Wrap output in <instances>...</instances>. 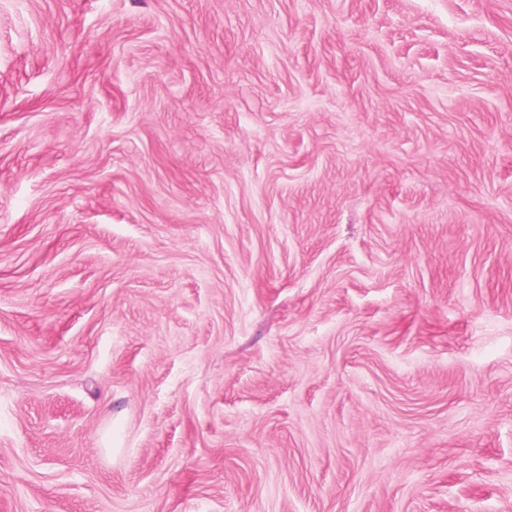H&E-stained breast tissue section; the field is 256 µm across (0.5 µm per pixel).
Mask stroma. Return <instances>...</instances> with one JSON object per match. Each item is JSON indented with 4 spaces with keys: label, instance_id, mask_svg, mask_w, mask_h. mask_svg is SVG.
Listing matches in <instances>:
<instances>
[{
    "label": "stroma",
    "instance_id": "1",
    "mask_svg": "<svg viewBox=\"0 0 512 512\" xmlns=\"http://www.w3.org/2000/svg\"><path fill=\"white\" fill-rule=\"evenodd\" d=\"M0 512H512V0H0Z\"/></svg>",
    "mask_w": 512,
    "mask_h": 512
}]
</instances>
